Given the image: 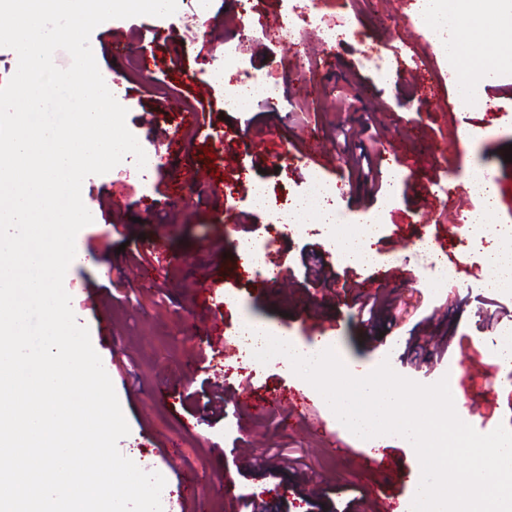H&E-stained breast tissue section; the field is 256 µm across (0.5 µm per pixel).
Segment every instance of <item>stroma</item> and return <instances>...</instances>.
<instances>
[{"label": "stroma", "instance_id": "stroma-1", "mask_svg": "<svg viewBox=\"0 0 512 512\" xmlns=\"http://www.w3.org/2000/svg\"><path fill=\"white\" fill-rule=\"evenodd\" d=\"M287 10L288 0H253L244 15L236 0H209L208 19L193 27L176 15L138 16L106 21L90 37L100 70L113 76H121L129 54L151 60V68L123 81L119 93L128 129L141 147H159L163 165L146 196L134 179L116 188L120 172L132 167L127 159L84 180L82 197L93 200L95 219L76 236L85 259L69 266L68 293L130 428L118 443L120 452L166 479L163 512H244L249 500L272 512H332L355 497L376 512L381 498L404 505L415 494L419 459L394 436L377 443L386 458L380 467L318 399L310 401L322 423L318 429L287 408L256 417L239 404L235 389L243 380L256 395L301 390L281 364H258L238 350L236 332L245 316L275 323L303 344L313 343L314 328H321L324 339L359 369L386 361L397 374L424 385L455 372L459 391L484 395L481 414L470 418V425L482 434L501 425L512 429V389L496 386L507 370L471 342L485 326L512 327V295L475 285L473 272L486 279L491 273L469 225L436 220L438 185L452 171L466 176L476 157L497 167V217L512 225V162L503 152L512 144V71L485 87L483 105L462 116L447 68L433 80L412 68L414 60L439 55L437 43L409 37L402 25L403 16L417 15L415 2L320 0L321 14L346 23V35L330 49L316 33H306L298 55L263 34ZM228 40L246 67L276 77L275 103L228 113L225 89L214 85L205 96L214 102L208 111L195 86L181 82L182 73L198 78L222 64ZM364 49L384 55L392 70L407 67L405 78L378 84L376 72L360 64ZM314 61L321 75L312 83L306 72ZM185 100L197 122L183 134L173 115ZM301 107L307 110L305 122L292 123L290 113ZM462 123L482 132L471 152L439 156V146ZM368 124L377 132L371 143L361 133ZM312 132L322 146L320 177L347 184L336 208L386 215L371 242L373 267L337 266L321 224L310 221L271 234L270 214L253 211L239 186L244 179L265 183L281 202L306 191L308 173L291 159L305 149ZM385 149L407 151L417 174L405 176L399 194L384 185L377 197H367L357 161L362 151ZM209 168L220 172L219 181L197 180V173ZM187 189L193 192L189 203L171 206ZM421 227L433 252L407 245ZM243 237L260 246L272 243L291 279L259 288L238 276L237 244ZM154 244L162 246V255L147 253ZM138 255L155 266L152 277L134 275ZM437 257L450 277L432 271ZM375 268L388 270L389 277L376 289L385 303L368 323L356 303L355 284ZM204 286L215 294L202 305L196 294ZM419 330L437 347L424 362L413 352ZM217 333L224 342L216 346ZM337 444L350 448V455L335 453ZM170 461L193 475L195 496L182 494L179 473L166 467ZM317 484L327 488V496H310Z\"/></svg>", "mask_w": 512, "mask_h": 512}]
</instances>
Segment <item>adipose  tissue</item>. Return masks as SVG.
I'll list each match as a JSON object with an SVG mask.
<instances>
[{
	"label": "adipose tissue",
	"instance_id": "1",
	"mask_svg": "<svg viewBox=\"0 0 512 512\" xmlns=\"http://www.w3.org/2000/svg\"><path fill=\"white\" fill-rule=\"evenodd\" d=\"M464 11L462 0H422L421 3L426 26L439 33V50L458 74L455 83L458 108L467 112L476 109L483 87L496 78L495 71L486 66L485 38L499 31L503 24L512 23V7L502 6L488 25L468 32L462 31L458 24V17ZM309 218L327 228L329 243L341 265L362 268L373 264L370 241L380 230L373 215L361 213L355 224H346L337 211L324 206L321 193L315 190L299 199L283 215L284 223L292 226Z\"/></svg>",
	"mask_w": 512,
	"mask_h": 512
}]
</instances>
